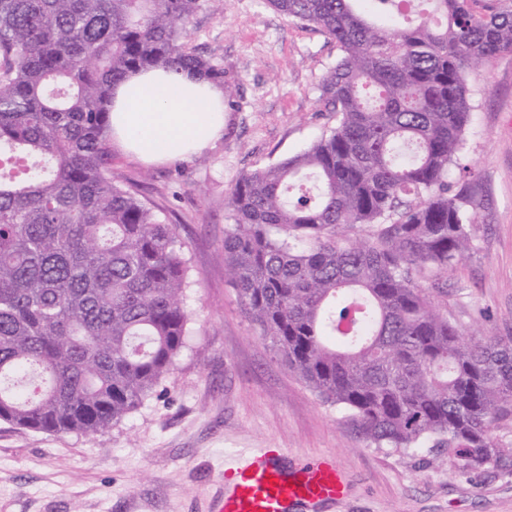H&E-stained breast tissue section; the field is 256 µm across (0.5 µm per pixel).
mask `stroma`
<instances>
[{"mask_svg":"<svg viewBox=\"0 0 512 512\" xmlns=\"http://www.w3.org/2000/svg\"><path fill=\"white\" fill-rule=\"evenodd\" d=\"M223 68V137L188 160L146 165L112 151L188 247L187 345L159 394L96 435L0 422V512H217L224 458L282 448L285 465L328 457L346 492L294 512H512V466L479 468L445 451L378 448L276 356L224 274L226 198L244 173L307 150L336 124L319 103L339 50L267 0L198 11L185 42ZM472 110L451 182L477 204L473 249L432 305L467 335L512 336V52L466 71Z\"/></svg>","mask_w":512,"mask_h":512,"instance_id":"obj_1","label":"stroma"}]
</instances>
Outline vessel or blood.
Masks as SVG:
<instances>
[{"label": "vessel or blood", "mask_w": 512, "mask_h": 512, "mask_svg": "<svg viewBox=\"0 0 512 512\" xmlns=\"http://www.w3.org/2000/svg\"><path fill=\"white\" fill-rule=\"evenodd\" d=\"M283 449L253 448L224 461V499L219 512H289L298 503L333 501L346 492L333 459L320 458L288 470Z\"/></svg>", "instance_id": "b4317fda"}]
</instances>
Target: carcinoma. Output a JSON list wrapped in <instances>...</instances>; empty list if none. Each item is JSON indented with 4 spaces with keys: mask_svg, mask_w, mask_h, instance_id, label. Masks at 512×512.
Here are the masks:
<instances>
[{
    "mask_svg": "<svg viewBox=\"0 0 512 512\" xmlns=\"http://www.w3.org/2000/svg\"><path fill=\"white\" fill-rule=\"evenodd\" d=\"M340 50L336 126L242 175L224 271L280 359L379 448L512 458V338L462 337L419 281L472 247L452 192L465 67L512 52V0H268ZM224 0H0V422L95 434L141 406L186 344L183 243L112 172L113 86L224 69L185 49Z\"/></svg>",
    "mask_w": 512,
    "mask_h": 512,
    "instance_id": "1",
    "label": "carcinoma"
}]
</instances>
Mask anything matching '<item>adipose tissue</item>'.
<instances>
[{"label":"adipose tissue","mask_w":512,"mask_h":512,"mask_svg":"<svg viewBox=\"0 0 512 512\" xmlns=\"http://www.w3.org/2000/svg\"><path fill=\"white\" fill-rule=\"evenodd\" d=\"M112 141L146 163L186 160L224 132V94L196 74L130 75L112 96Z\"/></svg>","instance_id":"obj_1"}]
</instances>
